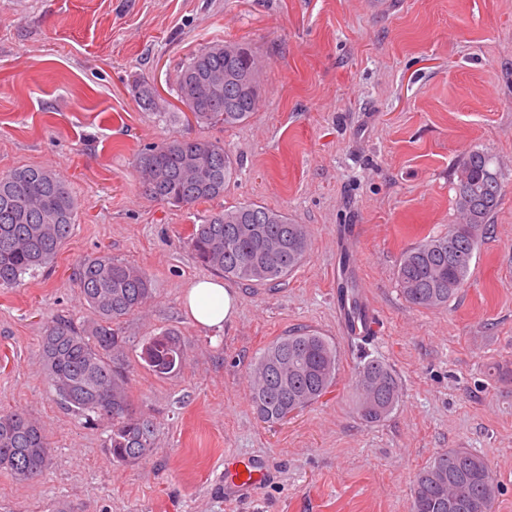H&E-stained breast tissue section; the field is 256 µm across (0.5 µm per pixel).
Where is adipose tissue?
<instances>
[{
	"mask_svg": "<svg viewBox=\"0 0 512 512\" xmlns=\"http://www.w3.org/2000/svg\"><path fill=\"white\" fill-rule=\"evenodd\" d=\"M185 309L201 330L218 332L226 321L237 314L238 294L223 281L201 277L187 282L182 288Z\"/></svg>",
	"mask_w": 512,
	"mask_h": 512,
	"instance_id": "ef3b65f1",
	"label": "adipose tissue"
}]
</instances>
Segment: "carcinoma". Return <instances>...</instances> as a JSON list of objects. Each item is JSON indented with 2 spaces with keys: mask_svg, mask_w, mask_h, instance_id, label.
<instances>
[{
  "mask_svg": "<svg viewBox=\"0 0 512 512\" xmlns=\"http://www.w3.org/2000/svg\"><path fill=\"white\" fill-rule=\"evenodd\" d=\"M259 73L255 52L243 41L201 46L177 70L178 100L195 122L233 127L257 110L261 92L248 91ZM142 108L170 120L180 118L155 87L134 85ZM135 171L144 194L178 207L224 197L236 169L224 145L183 139L154 146L138 156ZM502 182L479 151L463 160L456 209L463 223L406 250L397 282L414 307L448 305L468 281L471 262L499 206ZM78 204L55 172L22 167L0 175V289L18 288L26 276L50 268L76 224ZM188 245L198 261L229 279L279 282L299 268L309 249L307 226L257 203L212 213L194 225ZM75 281L92 318L81 326L58 316L44 325L41 357L57 402L88 423L109 428L107 448L119 465L135 464L155 445L153 424L136 413L119 356L122 337L115 325L143 308L154 282L143 268L108 252L84 260ZM180 334L167 330L143 341L142 359L157 374L179 370L186 359ZM340 354L335 343L313 331H296L272 343L257 358L250 396L258 416L278 422L318 402L336 383ZM401 385L379 360L359 367L355 401L367 423L383 421L397 406ZM51 453L41 426L20 410H0V470L19 481L37 478ZM498 486L484 455L466 448L437 453L417 475L410 512H448L447 503H474L471 512H493Z\"/></svg>",
  "mask_w": 512,
  "mask_h": 512,
  "instance_id": "carcinoma-1",
  "label": "carcinoma"
}]
</instances>
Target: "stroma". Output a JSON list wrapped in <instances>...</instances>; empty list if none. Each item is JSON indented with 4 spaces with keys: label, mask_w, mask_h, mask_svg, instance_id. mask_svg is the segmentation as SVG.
Masks as SVG:
<instances>
[{
    "label": "stroma",
    "mask_w": 512,
    "mask_h": 512,
    "mask_svg": "<svg viewBox=\"0 0 512 512\" xmlns=\"http://www.w3.org/2000/svg\"><path fill=\"white\" fill-rule=\"evenodd\" d=\"M240 39L264 84L248 121L207 128L142 110L133 78L176 103L178 64ZM198 137L239 166L223 199L187 208L147 197L138 154ZM473 150L503 182L490 232L447 307L411 306L399 257L458 223L457 170ZM27 165L58 173L80 208L51 271L0 289V408L26 412L52 448L33 481L0 470V512H409L416 475L446 448L483 454L499 486L494 512H512V0H0V175ZM245 202L307 225L310 247L277 284L229 280L238 312L215 337L184 311L182 285L208 274L186 238ZM101 250L155 283L120 325L133 407L156 439L131 465L113 463L105 426L57 404L41 362L47 321L89 318L74 273ZM347 262L378 336L352 338L337 321ZM299 328L335 342L337 384L263 422L251 368ZM166 329L187 357L159 375L140 353ZM372 359L395 371L402 399L369 424L353 381ZM228 455L263 457L273 472L250 501L224 495Z\"/></svg>",
    "instance_id": "stroma-1"
}]
</instances>
